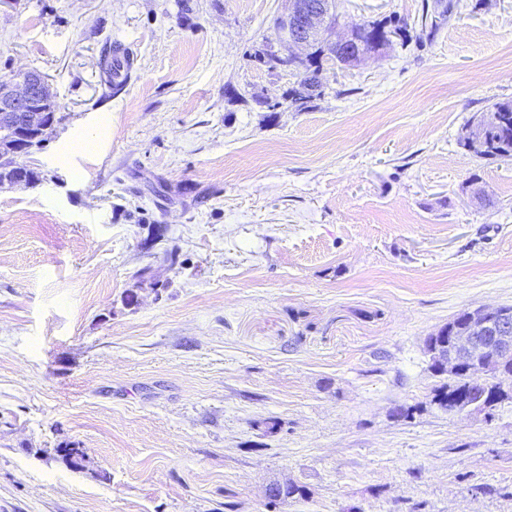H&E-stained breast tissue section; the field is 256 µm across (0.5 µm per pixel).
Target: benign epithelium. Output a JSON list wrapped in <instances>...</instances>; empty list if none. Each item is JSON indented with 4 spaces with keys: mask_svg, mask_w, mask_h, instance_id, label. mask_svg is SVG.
Wrapping results in <instances>:
<instances>
[{
    "mask_svg": "<svg viewBox=\"0 0 512 512\" xmlns=\"http://www.w3.org/2000/svg\"><path fill=\"white\" fill-rule=\"evenodd\" d=\"M305 12L304 0H290L288 12L280 16V45L288 49L301 47L308 50L320 25L328 28L329 43L337 51L345 55L354 51L360 60L366 57L357 51L361 47L357 35L359 27L340 34L337 32L338 24H329V15L325 12L311 16L310 23L301 27L298 18ZM50 95L44 78L30 70L19 72L11 80L0 81V135L8 136L14 157L28 153L41 132L54 123L53 115L45 109L51 102ZM495 121L496 116L487 115L481 123L466 128L465 139L473 146L481 145L487 126ZM25 184L24 169L18 164L0 174V188ZM463 317L466 331L452 337L451 345L438 352L437 359L441 370L450 378L456 376L462 364H469L471 384L480 387L489 373L491 360L512 357V310L500 306H477L465 309Z\"/></svg>",
    "mask_w": 512,
    "mask_h": 512,
    "instance_id": "1",
    "label": "benign epithelium"
}]
</instances>
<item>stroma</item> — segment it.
<instances>
[{"mask_svg":"<svg viewBox=\"0 0 512 512\" xmlns=\"http://www.w3.org/2000/svg\"><path fill=\"white\" fill-rule=\"evenodd\" d=\"M423 2L338 0L407 38L300 111L254 57L288 0H0V79L61 117L0 189V512H512V403L449 416L424 351L512 305V161L459 145L512 100V0L421 43ZM133 58L126 49L116 48L112 50V65H109V76L112 81L121 84L128 78L129 72L132 68ZM112 81H107V86L112 87Z\"/></svg>","mask_w":512,"mask_h":512,"instance_id":"35a3bbf8","label":"stroma"}]
</instances>
